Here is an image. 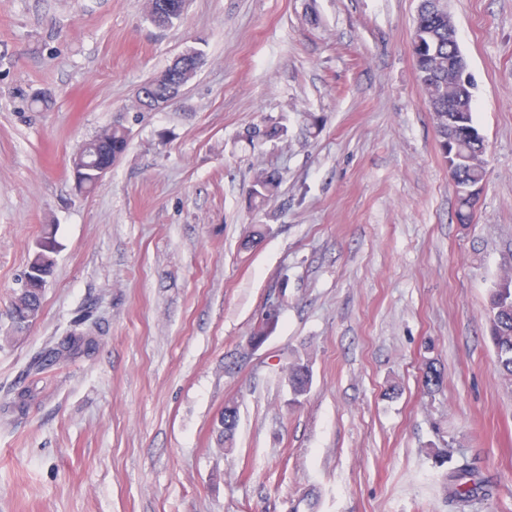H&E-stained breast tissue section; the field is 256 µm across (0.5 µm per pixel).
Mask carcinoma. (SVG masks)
Masks as SVG:
<instances>
[{
	"label": "carcinoma",
	"instance_id": "1",
	"mask_svg": "<svg viewBox=\"0 0 512 512\" xmlns=\"http://www.w3.org/2000/svg\"><path fill=\"white\" fill-rule=\"evenodd\" d=\"M150 15L158 16L160 26H171L182 17L178 0H152ZM415 27L418 40L412 42L420 85L434 112L435 132L442 154L451 163L448 175L458 194V218L462 222L473 214L474 203L466 194V185L484 180L486 160L480 152L484 136L473 117V93L469 78L456 68L459 53L457 40L448 35V13L437 8L434 0H420ZM203 56L196 50L180 55L172 65L154 77L150 97L168 101L175 97L176 86L188 81L199 68ZM126 130L114 125L84 142V150L104 165L115 162L127 149ZM278 177L272 172L260 173L253 184L252 195L260 201L274 194ZM56 241L45 236L37 244L30 261L41 276L30 288H23L14 300L11 329L19 333L28 328L41 309L43 287L55 266ZM491 340L497 354V372L512 384V273L505 274L489 295ZM278 316L263 311L251 338L269 335L277 326ZM84 335L72 333L39 351L27 372L42 373L70 356L95 345L82 343ZM312 382L308 364L297 361L288 366V385L293 398L305 395ZM489 482L469 461H463L448 476V505L454 512H472L475 504L490 498Z\"/></svg>",
	"mask_w": 512,
	"mask_h": 512
}]
</instances>
